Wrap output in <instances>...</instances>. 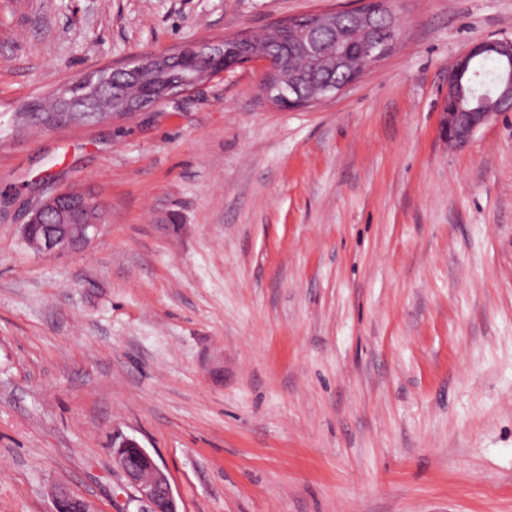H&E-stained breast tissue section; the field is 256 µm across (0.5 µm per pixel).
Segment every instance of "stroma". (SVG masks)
I'll list each match as a JSON object with an SVG mask.
<instances>
[{
    "label": "stroma",
    "mask_w": 512,
    "mask_h": 512,
    "mask_svg": "<svg viewBox=\"0 0 512 512\" xmlns=\"http://www.w3.org/2000/svg\"><path fill=\"white\" fill-rule=\"evenodd\" d=\"M348 0H0V512H142L113 438L180 512H512V112L439 134L448 69L512 0H393L397 48L282 110L246 65L150 112L24 106L145 52ZM96 197L36 255L43 180ZM104 213L101 203L77 187L57 189L42 199L30 212L23 225L24 238L32 237L40 228L34 250L50 255L85 249L95 237ZM112 455L146 512H180L168 475L137 441L112 440ZM52 512H96L90 504L82 498L74 496L65 490H59L54 498Z\"/></svg>",
    "instance_id": "stroma-1"
}]
</instances>
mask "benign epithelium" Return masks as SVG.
Returning <instances> with one entry per match:
<instances>
[{
    "mask_svg": "<svg viewBox=\"0 0 512 512\" xmlns=\"http://www.w3.org/2000/svg\"><path fill=\"white\" fill-rule=\"evenodd\" d=\"M384 28H398L389 0H354L351 7L312 14L308 37L296 47V51L319 59L325 69H347L349 77L342 84L318 80L292 66L286 70L280 56L271 55L252 42L227 44L221 41L199 43L172 53L141 54L116 69H96L81 78L80 96L69 97L62 89L57 98L70 115L110 119L112 113L105 108L85 112L79 105L84 99L99 100L102 90L112 85V73L118 69L127 77V83L135 88L132 93L122 94V115L133 116L155 108L158 94L170 101L239 66L258 64L263 68L261 93L269 103L288 110L313 107L335 99L394 51L398 39L380 38L379 33ZM489 52L500 61V79L491 93L479 96L480 106L477 109L458 111L452 107L456 76L472 66L480 55ZM174 58L181 61L185 72L183 83L177 87L160 82L161 75ZM510 110L512 39H482L471 43L448 71V90L440 112V135L448 143L464 147L481 128ZM103 219V208L96 198L77 187H67L57 189L42 199L31 210L22 231L28 240L33 229L40 228L34 250L50 255L86 248ZM112 455L139 500L146 503L147 512H179L168 475L137 441L129 438L112 441ZM52 512L95 510L84 499L60 490L55 495Z\"/></svg>",
    "mask_w": 512,
    "mask_h": 512,
    "instance_id": "benign-epithelium-1",
    "label": "benign epithelium"
}]
</instances>
